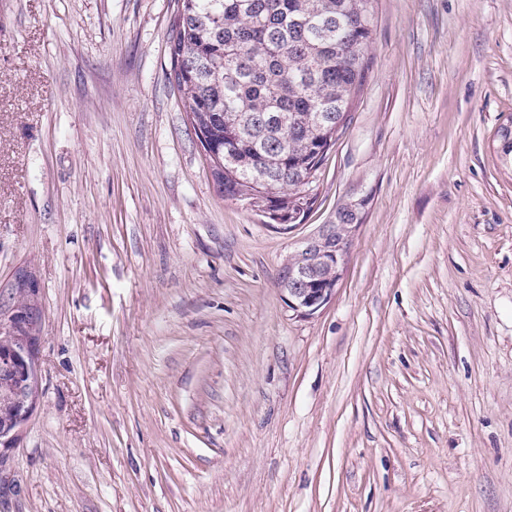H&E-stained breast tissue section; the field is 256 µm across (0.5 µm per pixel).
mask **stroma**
<instances>
[{
    "mask_svg": "<svg viewBox=\"0 0 512 512\" xmlns=\"http://www.w3.org/2000/svg\"><path fill=\"white\" fill-rule=\"evenodd\" d=\"M176 13L0 0V318L40 330L0 512H512V0H376L287 233L213 182ZM347 204L335 294L296 317L283 264Z\"/></svg>",
    "mask_w": 512,
    "mask_h": 512,
    "instance_id": "35a3bbf8",
    "label": "stroma"
}]
</instances>
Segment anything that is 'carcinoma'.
Segmentation results:
<instances>
[{"instance_id": "cac0c4a2", "label": "carcinoma", "mask_w": 512, "mask_h": 512, "mask_svg": "<svg viewBox=\"0 0 512 512\" xmlns=\"http://www.w3.org/2000/svg\"><path fill=\"white\" fill-rule=\"evenodd\" d=\"M373 0H178L168 76L212 177L235 200L289 209L366 81Z\"/></svg>"}]
</instances>
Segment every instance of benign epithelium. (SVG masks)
<instances>
[{
    "label": "benign epithelium",
    "mask_w": 512,
    "mask_h": 512,
    "mask_svg": "<svg viewBox=\"0 0 512 512\" xmlns=\"http://www.w3.org/2000/svg\"><path fill=\"white\" fill-rule=\"evenodd\" d=\"M304 182L305 200L298 212L291 214L271 203L263 206L260 215L272 227L286 232L302 223L314 200L312 178ZM360 220L357 215L352 224L321 225L284 264L281 289L288 308L297 316H312L331 300ZM37 342L29 308L19 307L7 320L0 321V391L8 400V410L0 412L1 448L10 447L32 412L37 390Z\"/></svg>",
    "instance_id": "benign-epithelium-1"
}]
</instances>
